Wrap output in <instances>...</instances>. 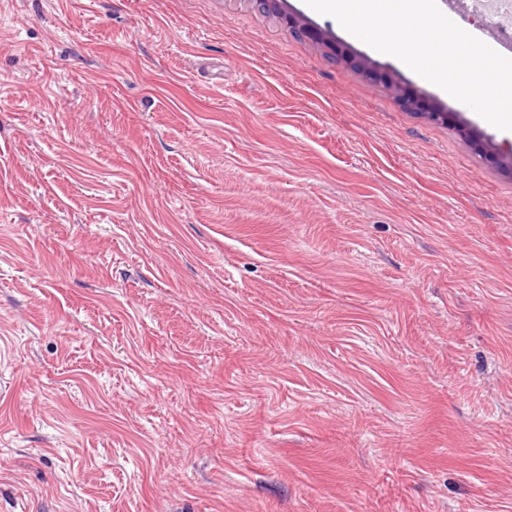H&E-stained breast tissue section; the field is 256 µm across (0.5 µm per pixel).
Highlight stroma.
Listing matches in <instances>:
<instances>
[{
    "label": "stroma",
    "mask_w": 512,
    "mask_h": 512,
    "mask_svg": "<svg viewBox=\"0 0 512 512\" xmlns=\"http://www.w3.org/2000/svg\"><path fill=\"white\" fill-rule=\"evenodd\" d=\"M0 512H512V174L245 0H0Z\"/></svg>",
    "instance_id": "1"
}]
</instances>
